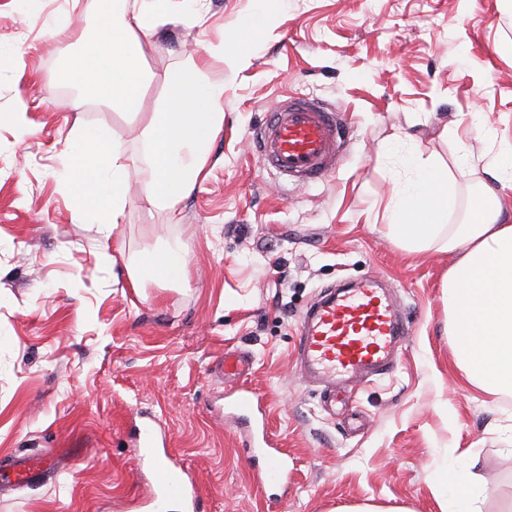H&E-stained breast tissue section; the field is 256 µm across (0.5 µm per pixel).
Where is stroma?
<instances>
[{
	"label": "stroma",
	"mask_w": 512,
	"mask_h": 512,
	"mask_svg": "<svg viewBox=\"0 0 512 512\" xmlns=\"http://www.w3.org/2000/svg\"><path fill=\"white\" fill-rule=\"evenodd\" d=\"M273 18L238 67L204 56L224 85V127L176 216L149 206L135 138L198 41L234 36L252 0H207L204 25L175 20L145 48L140 100L118 110L60 84L77 48L52 35L61 9L91 0H0V465L42 457L54 473L0 486V512H151L149 466L132 429L159 421L202 490L199 512H440L455 457L474 458L480 512H512V398L468 384L452 364L441 280L453 255L408 254L384 207L403 169L383 148L412 136L450 160L445 125L489 117L474 156L512 146V0H271ZM291 96L346 111L336 169L295 184L265 168L250 135ZM29 102L28 131L10 116ZM133 163L112 235L84 223L55 178L75 119ZM176 245L180 280L132 288L127 269ZM110 261H102V249ZM364 275L392 286L409 339L392 373L328 402L295 356L303 313L326 287ZM242 351L288 486L260 484L245 421L220 362Z\"/></svg>",
	"instance_id": "stroma-1"
}]
</instances>
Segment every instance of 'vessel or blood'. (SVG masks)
<instances>
[{
	"label": "vessel or blood",
	"instance_id": "b4317fda",
	"mask_svg": "<svg viewBox=\"0 0 512 512\" xmlns=\"http://www.w3.org/2000/svg\"><path fill=\"white\" fill-rule=\"evenodd\" d=\"M346 130L347 123L336 110L309 97L291 96L255 130L252 143L264 167L305 184L335 170ZM406 337L398 307L370 277L349 288L330 290L310 306L301 325L296 360L308 374L347 384L392 368ZM136 444L141 457L152 460L153 512H164L172 499L181 502L184 512H198V484L176 458L157 455L154 430L138 431ZM48 470L46 461L38 459L0 473V483L24 487Z\"/></svg>",
	"mask_w": 512,
	"mask_h": 512
}]
</instances>
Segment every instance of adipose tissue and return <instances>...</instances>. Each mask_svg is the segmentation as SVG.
<instances>
[{"label":"adipose tissue","instance_id":"adipose-tissue-1","mask_svg":"<svg viewBox=\"0 0 512 512\" xmlns=\"http://www.w3.org/2000/svg\"><path fill=\"white\" fill-rule=\"evenodd\" d=\"M95 24L75 27L70 11L48 19L50 31L75 38L82 52L63 71L76 89L118 106L136 105L144 78V47L158 29L178 18L203 21L206 0H95ZM223 84L209 79L202 63L174 76L165 105L152 112L140 133L143 160L151 171L147 204L175 213L196 186L208 160L211 138L224 123ZM68 160L57 169L73 191L87 224L113 231L127 204L124 155L107 136L75 122ZM409 169L386 206L390 234L408 252L456 253L441 283L448 311V337L455 368L487 393L512 395V150L475 162L458 142L452 165L422 158L405 138L386 143ZM468 170L482 196L461 224L448 221L455 170ZM472 462L460 454L436 497L445 512H479L469 479Z\"/></svg>","mask_w":512,"mask_h":512}]
</instances>
